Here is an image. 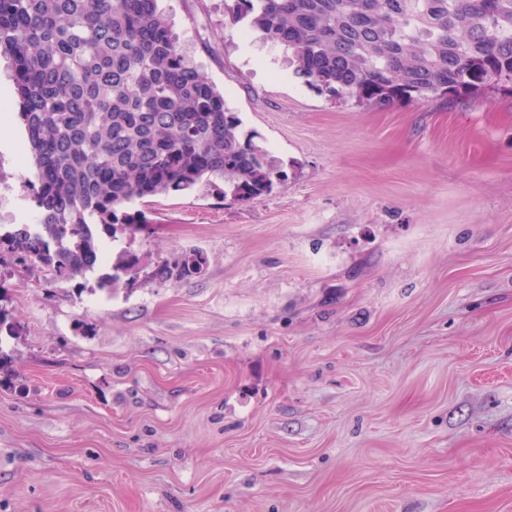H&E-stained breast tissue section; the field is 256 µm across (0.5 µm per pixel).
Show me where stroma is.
<instances>
[{
  "instance_id": "1",
  "label": "stroma",
  "mask_w": 512,
  "mask_h": 512,
  "mask_svg": "<svg viewBox=\"0 0 512 512\" xmlns=\"http://www.w3.org/2000/svg\"><path fill=\"white\" fill-rule=\"evenodd\" d=\"M159 5L288 179L148 199L82 277L0 266V512H512V99L358 107L224 0ZM7 65L5 231L35 219ZM139 264L138 258L131 254L129 251L122 250L112 265L113 274L100 281L101 288H112V290L118 288L121 283L129 284L134 280L129 281L120 274V272L134 273L137 274V266ZM125 278V279H124ZM196 257L199 259V262L195 261V263L190 267L188 259H195ZM176 259L177 260L175 261L173 268L170 267L169 262H165L160 265L156 271V275L168 279H171L174 276L178 279H188L201 274L203 271L205 259L200 253L194 251L184 253ZM179 263H181V265Z\"/></svg>"
}]
</instances>
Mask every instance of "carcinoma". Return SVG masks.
Segmentation results:
<instances>
[{"label":"carcinoma","mask_w":512,"mask_h":512,"mask_svg":"<svg viewBox=\"0 0 512 512\" xmlns=\"http://www.w3.org/2000/svg\"><path fill=\"white\" fill-rule=\"evenodd\" d=\"M233 24L281 47L294 74L333 99L387 108L512 95V0H232ZM0 55L33 159L35 223L0 232L6 256L71 279L110 238L150 224L132 205L224 182L249 202L287 173L224 92L179 49L158 0H0ZM121 251L100 287L129 283ZM197 252L156 274L203 271Z\"/></svg>","instance_id":"carcinoma-1"}]
</instances>
